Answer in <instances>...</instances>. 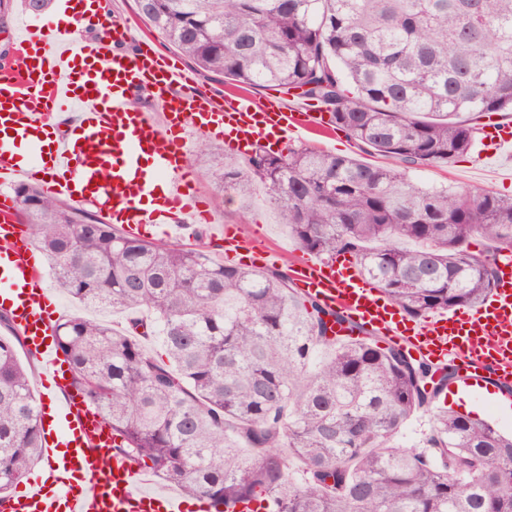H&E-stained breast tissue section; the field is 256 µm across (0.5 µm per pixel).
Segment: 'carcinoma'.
Returning <instances> with one entry per match:
<instances>
[{
    "instance_id": "1",
    "label": "carcinoma",
    "mask_w": 512,
    "mask_h": 512,
    "mask_svg": "<svg viewBox=\"0 0 512 512\" xmlns=\"http://www.w3.org/2000/svg\"><path fill=\"white\" fill-rule=\"evenodd\" d=\"M205 72L298 91L329 123L390 157L380 167L311 148L259 147L209 169L219 194L260 181L303 250L350 256L414 320L481 303L512 252V199L426 188L409 167L470 150L512 112V0H136ZM54 280L127 329L73 316L55 340L71 386L118 451L185 494L264 512H512V434L435 406L456 372L358 329L281 270L132 237L32 185L16 190ZM481 239L488 247L470 250ZM0 325V498L42 448V414L8 317ZM159 337L166 358L145 343ZM432 413L421 448L394 438Z\"/></svg>"
}]
</instances>
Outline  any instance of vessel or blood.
Listing matches in <instances>:
<instances>
[{"mask_svg": "<svg viewBox=\"0 0 512 512\" xmlns=\"http://www.w3.org/2000/svg\"><path fill=\"white\" fill-rule=\"evenodd\" d=\"M112 31L95 38L59 32L52 17L24 20L14 38L20 68L0 81V186L26 179L49 192L98 209L127 232H167L211 221L193 192L186 157L189 138H226L241 154L285 142L288 135L327 130L322 114L259 104L244 92L189 87L183 70L149 44L123 50L130 31L112 15ZM146 90L159 96L162 119L136 108ZM82 132L81 145L57 133V118ZM23 146L26 164L16 160ZM482 150L512 145V124L500 117L482 127ZM10 198L0 199V312L43 367L44 397L56 407L43 452L49 474L7 496L5 512H184L182 496L146 490L144 472L114 448L110 426L71 396L70 380L52 342L56 311L42 260ZM225 254L260 251L258 242L217 228ZM296 288L340 311L344 323L384 336L427 364H454L457 388L482 401L512 397V253L499 260L498 279L484 303L468 311H439L409 323L401 309L344 261L308 255L289 268Z\"/></svg>", "mask_w": 512, "mask_h": 512, "instance_id": "obj_1", "label": "vessel or blood"}]
</instances>
